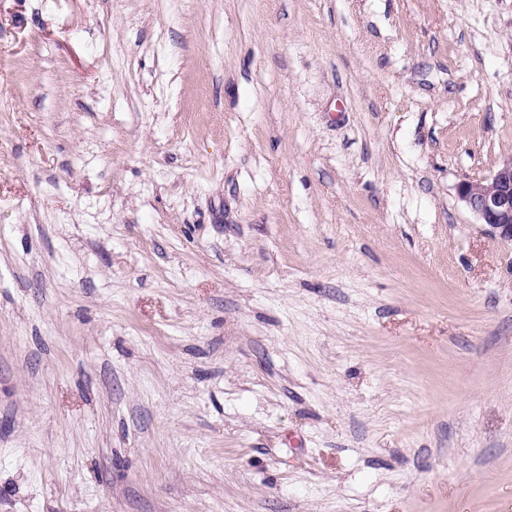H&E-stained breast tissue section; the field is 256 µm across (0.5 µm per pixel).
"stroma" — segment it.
Returning <instances> with one entry per match:
<instances>
[{"label": "stroma", "instance_id": "1", "mask_svg": "<svg viewBox=\"0 0 512 512\" xmlns=\"http://www.w3.org/2000/svg\"><path fill=\"white\" fill-rule=\"evenodd\" d=\"M512 0H0V512H512ZM457 196L489 235L512 243V156L487 178L462 180Z\"/></svg>", "mask_w": 512, "mask_h": 512}]
</instances>
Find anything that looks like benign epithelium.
<instances>
[{"instance_id": "1", "label": "benign epithelium", "mask_w": 512, "mask_h": 512, "mask_svg": "<svg viewBox=\"0 0 512 512\" xmlns=\"http://www.w3.org/2000/svg\"><path fill=\"white\" fill-rule=\"evenodd\" d=\"M457 196L489 235L512 243V157L487 178L461 181Z\"/></svg>"}]
</instances>
